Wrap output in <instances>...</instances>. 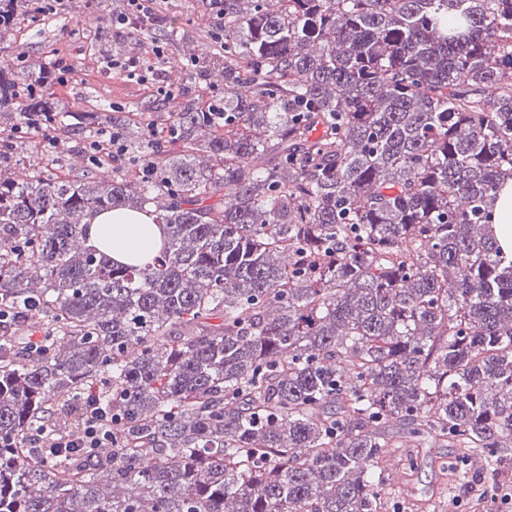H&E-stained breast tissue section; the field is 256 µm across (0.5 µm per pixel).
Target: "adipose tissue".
Instances as JSON below:
<instances>
[{
	"mask_svg": "<svg viewBox=\"0 0 512 512\" xmlns=\"http://www.w3.org/2000/svg\"><path fill=\"white\" fill-rule=\"evenodd\" d=\"M86 233L91 243L103 246L114 261L122 263L148 260L163 240L161 228L147 210L100 212L89 218Z\"/></svg>",
	"mask_w": 512,
	"mask_h": 512,
	"instance_id": "1",
	"label": "adipose tissue"
}]
</instances>
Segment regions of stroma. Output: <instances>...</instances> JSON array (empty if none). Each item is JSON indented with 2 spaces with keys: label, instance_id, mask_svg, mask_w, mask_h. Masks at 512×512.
Masks as SVG:
<instances>
[{
  "label": "stroma",
  "instance_id": "stroma-1",
  "mask_svg": "<svg viewBox=\"0 0 512 512\" xmlns=\"http://www.w3.org/2000/svg\"><path fill=\"white\" fill-rule=\"evenodd\" d=\"M197 0H165V14L177 17L180 36L175 45L169 46L167 60L171 66L184 56L203 48L193 15ZM100 13L87 0H68L62 15L46 20L43 24L26 21L20 33L0 44V55L9 58L27 56L30 63L50 64L55 55L66 56L75 74L65 85L49 83V94L55 97L62 111L84 112L90 109L111 116L113 108L130 111L149 99L142 86L129 81L122 73H105L98 66V57L105 43L111 42L110 31H98ZM56 154L42 153L38 159L57 175L70 179L81 178L87 167L78 158L77 134H56ZM451 448H401L392 456L389 468L397 477L403 494L409 499L430 498L433 491L450 483L449 474L439 469L441 461L451 455Z\"/></svg>",
  "mask_w": 512,
  "mask_h": 512
}]
</instances>
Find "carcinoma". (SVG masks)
Returning a JSON list of instances; mask_svg holds the SVG:
<instances>
[{
	"instance_id": "1",
	"label": "carcinoma",
	"mask_w": 512,
	"mask_h": 512,
	"mask_svg": "<svg viewBox=\"0 0 512 512\" xmlns=\"http://www.w3.org/2000/svg\"><path fill=\"white\" fill-rule=\"evenodd\" d=\"M27 8L0 0V33ZM217 12L224 46L192 80L224 82V119L149 101L111 117L126 164L0 177V512H390L386 459L431 442L457 483L493 486L512 462V256L491 224L512 0H211L198 29ZM176 36L171 18L131 39ZM21 88L0 66L5 129L58 111ZM145 207L151 262L87 242L86 217ZM91 391L125 456L15 447L76 432Z\"/></svg>"
}]
</instances>
